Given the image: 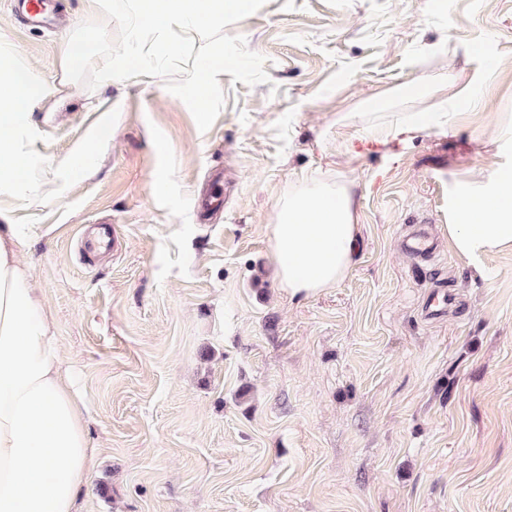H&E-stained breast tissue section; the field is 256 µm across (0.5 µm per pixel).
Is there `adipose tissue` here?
<instances>
[{
    "instance_id": "obj_1",
    "label": "adipose tissue",
    "mask_w": 512,
    "mask_h": 512,
    "mask_svg": "<svg viewBox=\"0 0 512 512\" xmlns=\"http://www.w3.org/2000/svg\"><path fill=\"white\" fill-rule=\"evenodd\" d=\"M223 62L203 55L188 64L198 111L210 109L212 79ZM422 112L394 121L367 115V140L398 138L448 124L450 107L470 98L469 85L450 74L431 77L420 93ZM65 98L41 83L32 68L0 47V192L39 199L45 155L29 146L36 106ZM454 249L471 256L512 249V172L463 184L451 209ZM23 229L0 224V512H77L80 490L94 465L86 430L87 404L61 367L49 312L32 288L15 250ZM272 258L281 287L307 297L338 285L357 251L358 215L352 182L306 178L282 199L271 226Z\"/></svg>"
}]
</instances>
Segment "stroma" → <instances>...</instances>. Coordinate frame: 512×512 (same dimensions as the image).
Returning <instances> with one entry per match:
<instances>
[{"label":"stroma","instance_id":"1","mask_svg":"<svg viewBox=\"0 0 512 512\" xmlns=\"http://www.w3.org/2000/svg\"><path fill=\"white\" fill-rule=\"evenodd\" d=\"M56 2L70 25L45 31L0 0V45L68 96L34 112L35 148L88 141L98 100L121 119L90 141L93 171L45 174L42 199L0 208L25 229L18 256L89 404L81 512H512V250L465 257L448 237L460 183L512 169V0H266L225 32L269 80L220 76L226 105L204 133L165 79L63 82L64 40L103 15ZM488 69L447 132L355 143L381 98ZM216 170L221 220L203 224ZM338 174L358 202L353 266L291 297L276 206ZM418 224L435 258L401 251ZM441 286L462 303L426 319Z\"/></svg>","mask_w":512,"mask_h":512}]
</instances>
